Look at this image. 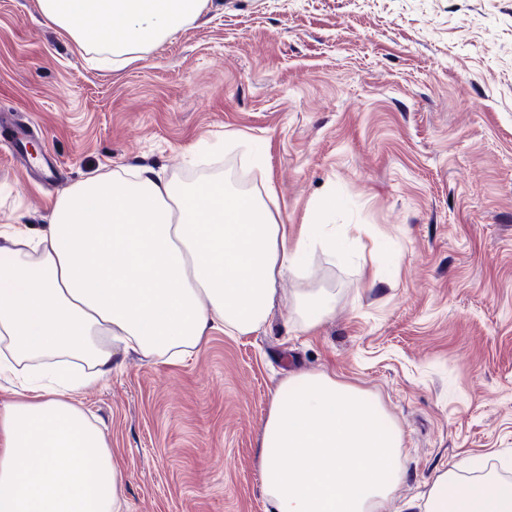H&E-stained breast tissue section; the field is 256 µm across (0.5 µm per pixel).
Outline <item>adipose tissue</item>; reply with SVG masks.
<instances>
[{
  "instance_id": "obj_1",
  "label": "adipose tissue",
  "mask_w": 512,
  "mask_h": 512,
  "mask_svg": "<svg viewBox=\"0 0 512 512\" xmlns=\"http://www.w3.org/2000/svg\"><path fill=\"white\" fill-rule=\"evenodd\" d=\"M47 26L120 68L195 22L211 0H38ZM350 227L303 225L289 242L262 198L176 183L143 167L72 185L45 229L0 228V512H123L103 428L73 396L106 382L117 352L170 362L212 332L265 323L285 273ZM400 428L326 374L288 376L258 440L271 512H384L403 478ZM427 512H512V482L440 469Z\"/></svg>"
}]
</instances>
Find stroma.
<instances>
[{
  "instance_id": "stroma-1",
  "label": "stroma",
  "mask_w": 512,
  "mask_h": 512,
  "mask_svg": "<svg viewBox=\"0 0 512 512\" xmlns=\"http://www.w3.org/2000/svg\"><path fill=\"white\" fill-rule=\"evenodd\" d=\"M57 160L0 153V225L45 224L92 177L251 179L304 224L363 225L343 260L285 275L266 322L165 364L128 355L77 396L105 429L126 512H269L257 442L277 385L326 373L403 432L387 512L467 457L512 481V0H214L113 70L0 0V111ZM322 288L316 328L296 293ZM294 298L296 313L306 329L316 327L331 311L330 299L323 292H302Z\"/></svg>"
}]
</instances>
